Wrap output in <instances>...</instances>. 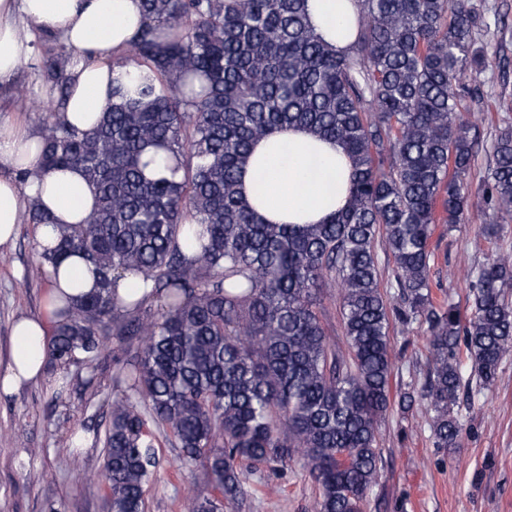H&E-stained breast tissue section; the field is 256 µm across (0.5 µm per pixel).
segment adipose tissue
Segmentation results:
<instances>
[{
  "instance_id": "ef3b65f1",
  "label": "adipose tissue",
  "mask_w": 512,
  "mask_h": 512,
  "mask_svg": "<svg viewBox=\"0 0 512 512\" xmlns=\"http://www.w3.org/2000/svg\"><path fill=\"white\" fill-rule=\"evenodd\" d=\"M317 33L345 48L355 33V0H307ZM140 0H0V85L9 83L31 55L32 30L57 34L72 58L65 123L84 131L93 126L112 98L118 73L111 59L141 28ZM38 135L18 123L0 121V247L14 238L26 201L50 213L53 224L35 228L43 246L59 224H79L92 210L95 194L80 168L47 171L41 180L21 182L22 170L36 165ZM351 162L341 146L303 127H290L257 141L241 171V190L260 221L267 224H320L349 200ZM45 313L22 317L12 328L9 357L0 369V394L10 395L43 377L50 329L69 297L89 292V266L73 256L48 270Z\"/></svg>"
}]
</instances>
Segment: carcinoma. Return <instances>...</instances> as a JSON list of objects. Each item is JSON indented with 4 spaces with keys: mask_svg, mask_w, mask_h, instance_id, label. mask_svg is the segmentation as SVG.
<instances>
[{
    "mask_svg": "<svg viewBox=\"0 0 512 512\" xmlns=\"http://www.w3.org/2000/svg\"><path fill=\"white\" fill-rule=\"evenodd\" d=\"M145 18L100 122L42 127L33 180L77 166L96 194L61 226L42 265L83 255L99 288L53 326L47 359L91 364L105 337L129 357L110 404L102 477L109 512H145L155 425L211 495L181 512H224L246 474L299 456L317 512H364L392 406L390 331L427 325L428 371L402 403L425 405L437 448L459 444L454 412L471 380L488 386L512 354V257L497 253L469 288L470 314L434 303L437 226L459 224L476 139L463 78L482 71L469 0H358L343 50L324 42L307 0H141ZM68 58L43 61L65 96ZM339 143L352 162L346 208L322 224H263L238 188L252 143L285 127ZM486 203L512 215V127L499 131ZM28 224H50L25 204ZM392 267L384 282L382 265ZM151 291L120 305L125 274ZM337 290L343 344L322 321ZM397 290L392 296L390 289ZM163 302L161 318L151 305Z\"/></svg>",
    "mask_w": 512,
    "mask_h": 512,
    "instance_id": "obj_1",
    "label": "carcinoma"
}]
</instances>
